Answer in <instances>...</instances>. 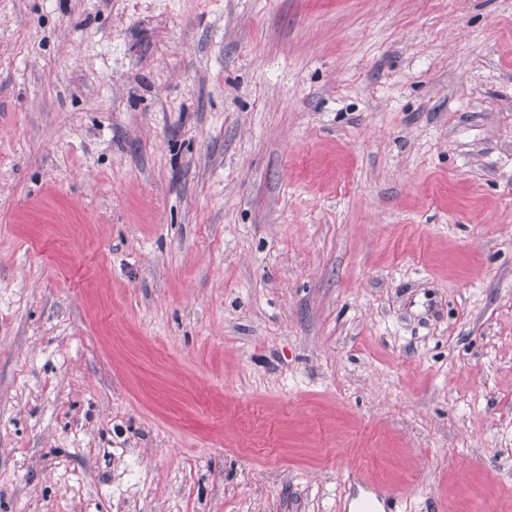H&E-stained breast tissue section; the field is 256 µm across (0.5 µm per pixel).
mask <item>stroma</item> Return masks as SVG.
<instances>
[{"instance_id":"35a3bbf8","label":"stroma","mask_w":512,"mask_h":512,"mask_svg":"<svg viewBox=\"0 0 512 512\" xmlns=\"http://www.w3.org/2000/svg\"><path fill=\"white\" fill-rule=\"evenodd\" d=\"M512 512V0H0V512Z\"/></svg>"}]
</instances>
